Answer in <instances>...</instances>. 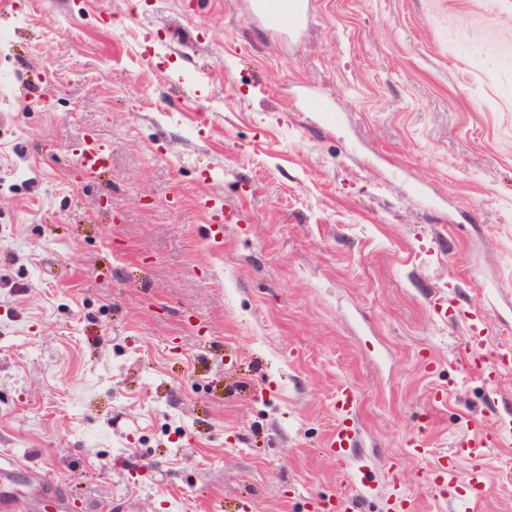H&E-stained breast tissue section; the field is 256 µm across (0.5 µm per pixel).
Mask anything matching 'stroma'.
<instances>
[{"label":"stroma","instance_id":"1","mask_svg":"<svg viewBox=\"0 0 512 512\" xmlns=\"http://www.w3.org/2000/svg\"><path fill=\"white\" fill-rule=\"evenodd\" d=\"M244 3L0 0V501L512 512V0ZM250 15L273 32L292 34L310 12L308 0H250ZM105 149L103 146L90 142L80 152L78 165L83 172L102 174L106 170Z\"/></svg>","mask_w":512,"mask_h":512}]
</instances>
